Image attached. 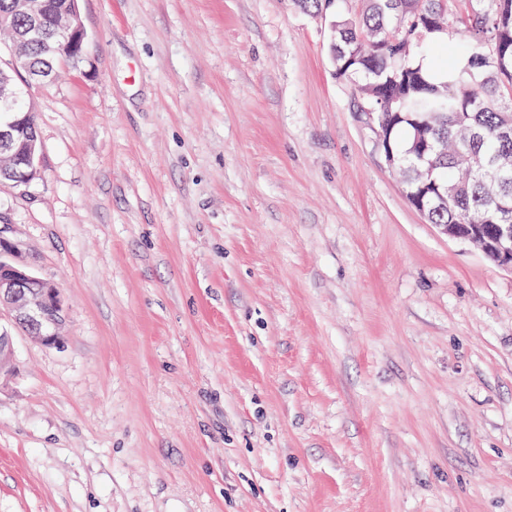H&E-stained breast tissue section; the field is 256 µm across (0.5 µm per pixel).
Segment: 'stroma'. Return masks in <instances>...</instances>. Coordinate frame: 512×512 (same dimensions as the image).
<instances>
[{
    "label": "stroma",
    "instance_id": "obj_1",
    "mask_svg": "<svg viewBox=\"0 0 512 512\" xmlns=\"http://www.w3.org/2000/svg\"><path fill=\"white\" fill-rule=\"evenodd\" d=\"M0 213V512H512V272L408 203L293 0H80ZM10 225L0 214V383L16 372L14 333L22 328L43 345L58 346L65 318L60 289L37 276L23 259L20 244L8 235Z\"/></svg>",
    "mask_w": 512,
    "mask_h": 512
}]
</instances>
